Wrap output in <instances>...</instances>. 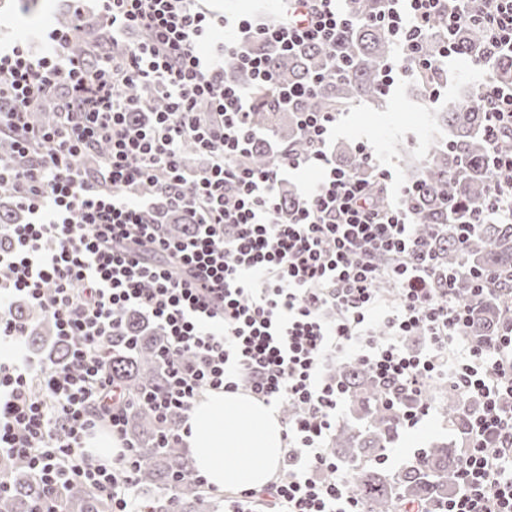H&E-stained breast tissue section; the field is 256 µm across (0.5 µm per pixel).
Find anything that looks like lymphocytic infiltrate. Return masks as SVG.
Here are the masks:
<instances>
[{
	"instance_id": "obj_1",
	"label": "lymphocytic infiltrate",
	"mask_w": 512,
	"mask_h": 512,
	"mask_svg": "<svg viewBox=\"0 0 512 512\" xmlns=\"http://www.w3.org/2000/svg\"><path fill=\"white\" fill-rule=\"evenodd\" d=\"M69 27L53 28L48 54L21 43L0 51V136L12 140V184L21 224L0 225V340L19 341L26 327L14 301L41 308L52 320L65 361L27 355L0 362V455L23 463L47 495L36 512H59V495L78 483L111 503L137 507L139 463L132 442L111 465L83 448L98 427L124 436L126 418L145 404L163 442L181 440L197 397L206 390L246 391L266 404L291 407L287 448L274 481L224 495V512H365L350 492L351 469L327 442L347 398L328 376L333 359L366 365L382 408L399 425L416 426L429 403L399 410L400 396H421L443 381L476 404L448 500L410 503L406 512H512V289L497 272L474 273L471 297L457 296L458 271L437 272L430 242L411 205L417 183L394 184L366 148L351 169L329 159L333 112H298L305 153L271 148L268 165L248 163L259 135L253 91L268 88L278 102L315 94L344 68L292 85L277 82L260 42L292 54L309 44L335 48L358 23L379 27L396 49L380 74L384 89L436 61L423 46L435 23L455 29L469 21L485 32L487 49L512 46V0H385L374 16L356 15L348 0H288L276 18L231 21L241 41L216 55L244 72L229 83L200 45L212 15L199 0H68ZM96 21L123 55L94 49L88 66L71 51L73 30ZM164 101L152 109L142 90ZM484 138L494 176L457 236L466 243L487 217L512 215V90L493 78L478 85ZM47 100L57 118L30 116ZM193 141L204 158L182 162ZM317 167L321 175L281 213L280 185ZM192 191H185V184ZM391 193L380 208L374 187ZM184 212L188 234L175 237L150 220L157 199ZM395 287L385 300L379 283ZM507 306L496 335L464 332L477 297ZM137 311L166 335L162 389L131 396L105 369L123 316ZM426 339L416 350L407 341Z\"/></svg>"
}]
</instances>
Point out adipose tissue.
Masks as SVG:
<instances>
[{"label": "adipose tissue", "instance_id": "adipose-tissue-1", "mask_svg": "<svg viewBox=\"0 0 512 512\" xmlns=\"http://www.w3.org/2000/svg\"><path fill=\"white\" fill-rule=\"evenodd\" d=\"M183 429L197 470L217 490L263 488L279 468L284 427L273 406L247 393L208 391Z\"/></svg>", "mask_w": 512, "mask_h": 512}]
</instances>
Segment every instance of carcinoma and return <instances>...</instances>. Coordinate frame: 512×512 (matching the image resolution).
<instances>
[{
  "mask_svg": "<svg viewBox=\"0 0 512 512\" xmlns=\"http://www.w3.org/2000/svg\"><path fill=\"white\" fill-rule=\"evenodd\" d=\"M98 36L94 24L75 32L73 46L81 54L89 52ZM451 57L471 64L479 61L484 70L502 87L512 88V48L493 56L483 54L486 37L483 29L473 23H463L450 36ZM444 44L442 27H437L435 39L428 43L425 53L438 59L436 72L416 75L419 87L427 81L446 76V60L440 56ZM391 50V43L378 27L359 26L345 38L336 51L318 45H308L299 52L282 56L270 52L276 75L282 81L302 82L317 70L342 66L346 77L325 83L314 96L288 106L273 103L270 93L261 89L255 93L253 120L265 127L299 108L315 112H339L356 101H381L380 69ZM441 137L428 151L424 165L418 169L416 182L420 195L412 200L418 212V231L428 237L441 269H496L512 277V222L489 218L466 247H460L456 237L457 225L469 219L473 204L484 198L491 177L492 163L484 145L482 129L485 123L480 106L450 100L435 113ZM16 317L26 325L28 340L34 350L45 352L57 361L66 358V348L51 339V327L43 314L27 304L15 306ZM503 303L497 299L479 302L467 333L489 336L498 326ZM124 341L112 346L107 354L109 372L122 381L133 395L158 388L166 383L158 350L163 342L159 329L136 313L124 316ZM336 380L348 388V399L357 410V419L364 426L345 423L336 428L332 452L353 467L351 489L363 502L367 512H398L406 500H445L456 488V471L461 446L455 441H433L412 456L398 471H389L376 462L397 437L396 421L384 414L375 400L377 384L361 363L348 362L336 367ZM426 400L444 417L455 423L461 432L475 405L460 400L448 388H430ZM129 435L137 444L140 462L138 480L143 489L156 491L146 506L152 512H168L167 492L172 485L193 474L185 453L179 447L158 446L157 427L148 411L136 410L129 421ZM0 470L11 475L10 490L0 496V512H30L42 499V485L15 460L0 456ZM62 508L66 512H104L107 504L87 489L73 486L63 493ZM207 501L190 487H183L178 498V512H205Z\"/></svg>",
  "mask_w": 512,
  "mask_h": 512,
  "instance_id": "cac0c4a2",
  "label": "carcinoma"
}]
</instances>
